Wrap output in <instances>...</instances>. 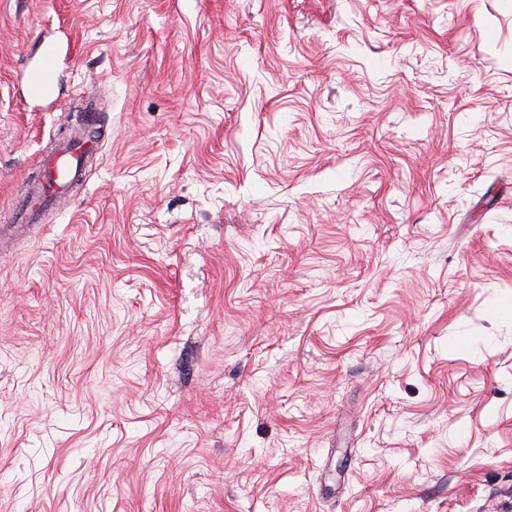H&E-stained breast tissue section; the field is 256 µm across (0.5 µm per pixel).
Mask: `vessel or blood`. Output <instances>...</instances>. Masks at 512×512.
I'll return each mask as SVG.
<instances>
[{
  "mask_svg": "<svg viewBox=\"0 0 512 512\" xmlns=\"http://www.w3.org/2000/svg\"><path fill=\"white\" fill-rule=\"evenodd\" d=\"M59 49L51 42H41L35 62L23 64L19 80L28 96L36 102H55V79ZM96 142L90 138H76L56 143L51 151L41 156L36 168L40 180L34 181L24 198L15 202L11 214L16 225H24L31 213L47 204L69 202L87 181L92 170L90 157Z\"/></svg>",
  "mask_w": 512,
  "mask_h": 512,
  "instance_id": "b4317fda",
  "label": "vessel or blood"
}]
</instances>
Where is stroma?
Wrapping results in <instances>:
<instances>
[{"label": "stroma", "instance_id": "1", "mask_svg": "<svg viewBox=\"0 0 512 512\" xmlns=\"http://www.w3.org/2000/svg\"><path fill=\"white\" fill-rule=\"evenodd\" d=\"M88 98L0 254V512H512V0H0V222ZM39 54L34 63H23L19 80L25 87L28 96L36 102L57 101L55 97V79L59 61V49L47 42L45 37L40 38ZM98 142L90 138H76L56 143L51 151L41 156L36 169L42 179L34 181L21 201L11 208L14 228L23 229L29 214L46 204L69 202L87 181L92 170L89 157L96 152Z\"/></svg>", "mask_w": 512, "mask_h": 512}]
</instances>
